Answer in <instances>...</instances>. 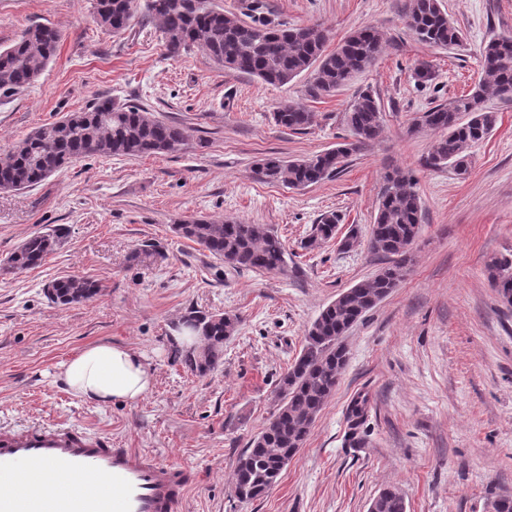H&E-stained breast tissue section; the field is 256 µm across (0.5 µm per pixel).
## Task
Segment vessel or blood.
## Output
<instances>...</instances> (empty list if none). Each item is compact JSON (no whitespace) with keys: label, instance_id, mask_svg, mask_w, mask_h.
Here are the masks:
<instances>
[{"label":"vessel or blood","instance_id":"1","mask_svg":"<svg viewBox=\"0 0 512 512\" xmlns=\"http://www.w3.org/2000/svg\"><path fill=\"white\" fill-rule=\"evenodd\" d=\"M22 470L54 483L52 495L0 493V512H175L189 484L180 467L59 423L0 426V484ZM74 474L91 490L74 492Z\"/></svg>","mask_w":512,"mask_h":512}]
</instances>
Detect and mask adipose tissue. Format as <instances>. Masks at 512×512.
<instances>
[{
  "label": "adipose tissue",
  "instance_id": "1",
  "mask_svg": "<svg viewBox=\"0 0 512 512\" xmlns=\"http://www.w3.org/2000/svg\"><path fill=\"white\" fill-rule=\"evenodd\" d=\"M79 400L101 407L143 399L153 385L146 356L131 347L99 343L63 364L56 376Z\"/></svg>",
  "mask_w": 512,
  "mask_h": 512
}]
</instances>
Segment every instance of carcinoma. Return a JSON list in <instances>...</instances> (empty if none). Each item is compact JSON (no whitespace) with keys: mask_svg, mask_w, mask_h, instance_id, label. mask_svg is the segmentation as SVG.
Here are the masks:
<instances>
[{"mask_svg":"<svg viewBox=\"0 0 512 512\" xmlns=\"http://www.w3.org/2000/svg\"><path fill=\"white\" fill-rule=\"evenodd\" d=\"M406 27L429 47L446 49L463 41L462 32L442 10L440 0H406ZM137 19L157 21L171 56L194 48L204 51L220 69L235 71L272 86H284L309 73L316 96H331L353 77L369 69L381 53L384 33L365 25L327 51V35L319 24L288 27L264 15L262 0H253L244 17L224 11L216 0H95L94 22L119 36ZM53 26H28L9 48L0 50V95L13 96L30 87L42 68L52 60L60 43ZM484 78L466 95L438 104L421 113L416 128L436 134L427 157L431 169L467 170L470 150L484 142L496 123V114L485 107L490 96L504 99L512 93V35L492 39L481 52ZM275 126L292 132L307 130L314 113L288 101L272 112ZM353 140L322 153L283 160L266 156L254 165L258 180L304 189L335 177L352 154L379 139L383 113L374 94L361 92L345 112ZM58 134L46 135L42 126L18 142L0 160V187L34 186L73 162L89 156L135 157L165 154L185 145L183 128L161 120L147 108L113 98H96L84 110L54 122ZM422 202L414 177L400 169L384 179L369 245L389 259L373 277L364 280L328 304L305 333L300 356L281 375L276 385L279 407L260 434L238 458L235 493L250 501L264 497L276 484L284 460L302 448L315 419L335 392L348 361L343 337L369 310L385 298L401 280L405 256L419 236ZM339 216L322 215L313 225L308 245L336 237ZM174 232L236 270L284 272L287 249L284 241L266 224H243L232 219L222 223L191 218L175 225ZM63 229L35 232L13 252L10 262L20 270L40 266L52 253ZM487 278L503 301L512 305V261L492 259ZM60 305L88 301L100 291L99 284L84 277L62 276L49 281ZM235 314L192 311L182 324L192 325L208 336L202 351L176 350L175 358L192 372L205 376L224 360V341L238 326ZM369 399L358 395L346 408L348 440L361 445L360 429L367 418ZM486 504L496 512H512V495L489 491ZM371 512H406L405 498L395 487L382 489L371 501Z\"/></svg>","mask_w":512,"mask_h":512,"instance_id":"carcinoma-1","label":"carcinoma"}]
</instances>
